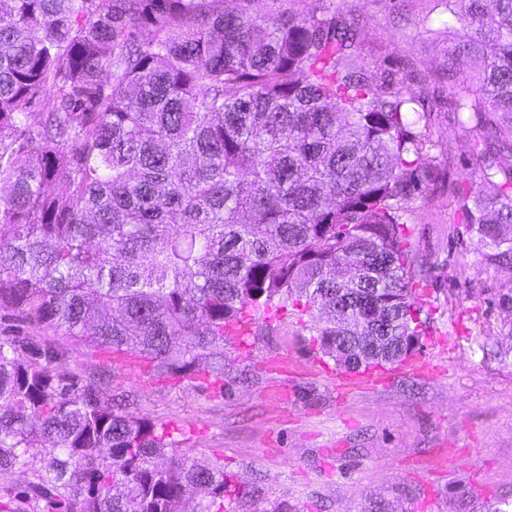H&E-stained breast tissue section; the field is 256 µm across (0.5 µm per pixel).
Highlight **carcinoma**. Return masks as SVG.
I'll return each mask as SVG.
<instances>
[{
	"label": "carcinoma",
	"instance_id": "carcinoma-1",
	"mask_svg": "<svg viewBox=\"0 0 512 512\" xmlns=\"http://www.w3.org/2000/svg\"><path fill=\"white\" fill-rule=\"evenodd\" d=\"M262 1L265 10L254 4ZM0 0V307L148 374L224 392V345L301 307L317 351L351 372L399 363L425 335V266L407 215L448 172L426 153L437 74L377 83L357 18L323 0ZM468 133L512 147V0H434ZM460 199L512 266V163ZM57 191H48V185ZM109 378L0 336V512H224V465L174 457L173 432Z\"/></svg>",
	"mask_w": 512,
	"mask_h": 512
}]
</instances>
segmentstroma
I'll list each match as a JSON object with an SVG mask.
<instances>
[{"mask_svg": "<svg viewBox=\"0 0 512 512\" xmlns=\"http://www.w3.org/2000/svg\"><path fill=\"white\" fill-rule=\"evenodd\" d=\"M336 2L358 16L365 50L386 66L409 59L422 74L445 63L446 34L421 22L431 0ZM429 139L450 183L414 204L409 225L430 263L420 354L440 364L432 377L400 373L338 397V366L293 310L255 329L222 394L200 378L175 384L113 367L111 354L59 331H24L63 348L79 376L111 371L134 412L174 430L179 456L223 464L239 487L228 512H371L379 500L388 512H512V311L499 305L512 267L485 257L458 209L472 184L470 134L441 111ZM277 357L287 372L273 371ZM440 448L453 460L429 474L421 463Z\"/></svg>", "mask_w": 512, "mask_h": 512, "instance_id": "35a3bbf8", "label": "stroma"}]
</instances>
